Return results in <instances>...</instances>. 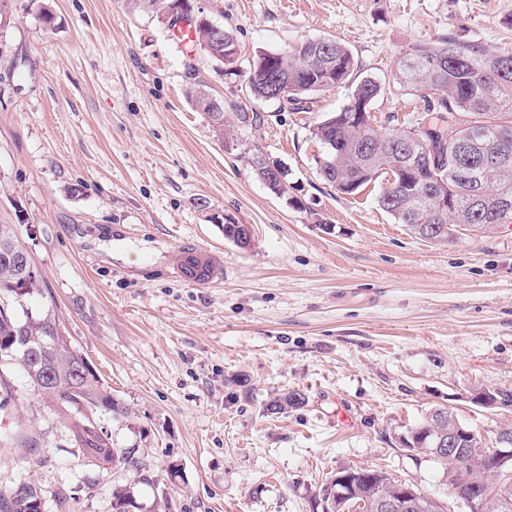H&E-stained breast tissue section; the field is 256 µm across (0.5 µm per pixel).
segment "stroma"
Segmentation results:
<instances>
[{"label": "stroma", "mask_w": 512, "mask_h": 512, "mask_svg": "<svg viewBox=\"0 0 512 512\" xmlns=\"http://www.w3.org/2000/svg\"><path fill=\"white\" fill-rule=\"evenodd\" d=\"M192 2L234 33L238 74L137 0H0V224L16 225L42 279L24 307L54 311L128 411L101 426L148 470L137 483L87 465L67 419L5 360L0 490L39 484L43 512H106L129 484L138 512H317L325 479L354 466L447 501L440 465L401 439L435 407L490 442L512 422L471 400L512 389V222L438 245L376 192H338L310 129L347 88L298 112L251 98L246 70L257 52L319 38L381 81L406 49L448 35L512 51V0ZM194 83L260 126L219 140L186 95ZM255 153L288 168L287 196L257 179ZM228 219L251 225L248 248L225 239ZM181 246L217 253L223 281L176 275ZM294 390L302 406L264 414Z\"/></svg>", "instance_id": "obj_1"}]
</instances>
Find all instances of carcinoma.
<instances>
[{
    "label": "carcinoma",
    "instance_id": "obj_1",
    "mask_svg": "<svg viewBox=\"0 0 512 512\" xmlns=\"http://www.w3.org/2000/svg\"><path fill=\"white\" fill-rule=\"evenodd\" d=\"M142 7L159 16L172 18L171 27L193 11L190 0H139ZM189 41L193 51L210 49L213 31L210 23L201 21L193 29ZM224 68L238 66L239 49L234 34L224 30ZM249 64L250 94L265 101L280 100L281 91L288 92L287 101L305 109L310 96L348 86V101L336 112L316 123L310 130L312 138L323 144L325 139L336 141V164L318 167L319 175L337 191L354 195L373 180L367 173L374 170L382 182L388 181L389 156L400 150L404 140L413 134L418 123L398 120L388 115L385 128L376 132L369 126L374 101L392 89L413 96V111L419 119L428 118L435 125L442 120L459 130L452 137L461 143L462 152L453 158H443L433 164L417 156H403L402 168L409 181L393 192L381 191L378 206L396 223L416 231L419 224H432V201L420 196L428 183H436L448 193L449 204L468 215V223L483 227L512 221V206L497 207L505 198L512 203V58H495L485 47L460 41L452 36L434 43H418L396 58L390 79L354 76L358 65L351 50L332 39L318 42L305 40L287 50L262 51ZM196 107L213 124L219 139L233 137V126L258 127L261 116L244 110L233 113L235 125L224 119V102L209 93L194 89L188 92ZM362 113L356 117V113ZM380 144L369 145V136ZM251 166L257 178L267 184L272 193H288V170L272 171L259 154L252 156ZM26 247L13 224H0V358L19 362L32 390L52 402L70 422L74 447L81 449L88 465L100 470L122 469L144 479L146 464L133 448H115L96 418L97 412L115 416L127 414L104 387L86 358L72 344L70 337L56 341L54 331L60 328L54 314H18L22 301L41 290L37 271L4 259V254H23ZM305 403V395L284 393L264 406L269 415H280ZM460 423L446 408H434L417 424L419 435L446 431ZM466 452L454 461L441 463L442 469L454 470L458 480L491 493L492 506L487 512H502L499 503L512 502V478L503 480L486 467V451L480 434L464 440ZM355 475L357 499L379 497L390 492V473L372 468L345 467ZM41 488L34 482H21L7 492L0 491V512H41ZM136 508L133 490L125 486L112 492L108 512H131Z\"/></svg>",
    "mask_w": 512,
    "mask_h": 512
}]
</instances>
